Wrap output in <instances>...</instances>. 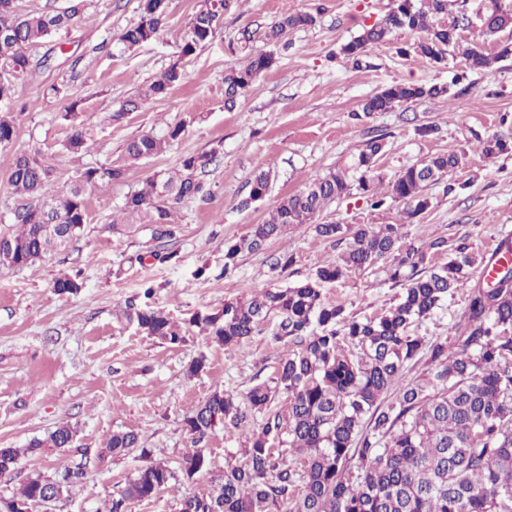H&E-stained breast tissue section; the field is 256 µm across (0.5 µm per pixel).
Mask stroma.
Here are the masks:
<instances>
[{
  "mask_svg": "<svg viewBox=\"0 0 512 512\" xmlns=\"http://www.w3.org/2000/svg\"><path fill=\"white\" fill-rule=\"evenodd\" d=\"M198 3L170 0L156 39L127 50L117 36L138 21L141 0H87L77 22L37 49L48 61L27 78L20 98L28 107L13 113L17 136L0 148V224L12 223L25 202L8 180L15 153L37 149L49 157L52 188L60 191L85 168L121 161L133 137L176 122L184 133L163 154L132 165L122 182L87 186L86 230L68 249L22 269L0 268V448L25 451L11 477L0 479V502L31 475L52 477L78 467L85 473L82 482L52 512H107L114 492L150 458L163 462L174 478L152 499L131 502L128 512H179L182 499L211 492L227 465L243 463L261 416L246 428L218 427L198 444L184 418L213 392L241 396L256 383L272 381L291 342L275 340L269 321L232 347L206 340L195 328L183 343L169 345L122 325L118 314L145 300L149 286L151 305L182 325L194 312L221 310L225 300L249 288L302 281L323 262L338 259L346 243L321 238L308 224L263 251L241 254L230 273L224 270V245L245 236L282 196L340 165L370 137L386 138L377 172L387 181L439 152L465 151L466 165L450 181L426 188L431 206L415 223H406L403 202L375 210L355 191L331 203L322 221L398 224L405 239L423 243L441 236L465 242L479 256L489 255L512 230V152L487 160L479 145L487 136L512 133V56L472 72L454 49L446 64L436 65L408 52L415 34L399 32L370 48L358 68L342 46L388 14L395 0H240L216 35L184 58L180 50ZM299 11L314 14L315 25L290 32L286 46L274 51L272 69L234 110H225L224 74L243 57L239 31ZM176 61L186 73L181 85L110 121L124 100ZM394 83L447 84L453 95L356 119L367 97ZM72 110L73 122L65 118ZM77 123L93 134L82 155L63 149ZM422 125L436 126L437 135L419 136ZM212 150L218 157L202 175L208 194L180 209L176 237L156 240L143 224L124 236L110 231L127 194L146 178L175 167L183 154ZM260 169L273 171L271 190L264 201L241 208ZM285 254L293 258L288 270L272 272L273 259ZM63 276L77 280V294L55 293L53 283ZM398 293L380 267L349 273L324 289L328 301L357 319L381 314ZM467 297V291L456 293L418 327V335L453 341ZM202 354L207 368L189 374ZM63 423L76 430L74 447H44ZM118 429L137 432L148 458L104 453ZM197 447L207 467L184 478L185 458Z\"/></svg>",
  "mask_w": 512,
  "mask_h": 512,
  "instance_id": "stroma-1",
  "label": "stroma"
}]
</instances>
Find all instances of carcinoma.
Wrapping results in <instances>:
<instances>
[{
  "label": "carcinoma",
  "instance_id": "1",
  "mask_svg": "<svg viewBox=\"0 0 512 512\" xmlns=\"http://www.w3.org/2000/svg\"><path fill=\"white\" fill-rule=\"evenodd\" d=\"M237 0H200L180 58L193 55L216 34L224 15ZM466 0H398L382 20L363 28L344 44L341 52L355 62L366 51L395 32L409 31L421 37L408 50L434 64L447 60L458 44L460 30L478 28L494 40L492 49L474 46L463 51L472 71L490 68L512 55V42L500 35L512 31V4L506 0H479L475 20L462 22ZM85 0H71L61 10L21 14L14 0H0V101L13 102L32 70L39 66L31 50L81 13ZM169 3L142 0L139 21L124 29L117 41L131 49L153 40L168 17ZM310 12L284 15L264 27L239 31L242 49L260 39L276 48L286 45L293 30L314 25ZM275 64L273 52L252 53L245 64L224 74V108L234 109L258 78ZM185 79L175 62L143 87L134 99L121 103L110 120L119 121L139 104L159 99ZM450 96L445 84H394L369 96L360 119L421 99ZM183 125L170 126L160 135L130 139L125 160L135 163L166 151L180 138ZM16 123L8 112L0 113V144H11ZM90 132L74 126L63 149L70 154L88 152ZM385 148L377 135L350 160L306 182L282 197L270 217L254 224L239 241L224 247V270L238 264L247 250L259 252L293 227L311 224L320 237L348 241L339 260L316 267L305 281L284 286L267 285L247 296L224 301L218 312L198 311L188 323L212 341L228 346L252 336L270 316L279 318L277 335L294 344L280 360L274 384L262 382L245 394L216 391L185 417V425L198 443L220 425L242 428L255 414L263 416L253 432L244 463L224 471L215 489L186 497L180 512H512V240L500 244L495 286L474 281L486 258L474 254L464 242L448 247L439 237L423 249L400 245L397 224H336L318 221L325 208L358 186L374 209L388 200L402 201L408 222L429 207L428 185L437 183L465 164V155L444 152L399 170L382 193L370 174ZM487 158L512 150V139L493 135L480 142ZM217 151L187 153L172 173L159 172L126 197L125 224H111L116 234L140 224L152 226L154 238L171 239L176 227L172 213L204 195L199 172L216 160ZM53 168L39 150L17 154L9 181L26 203L15 210L14 223L0 224V267L24 268L67 249L85 231L87 213L83 187L110 185L125 178L123 166L86 168L78 183L65 191L50 189ZM271 173H255L241 206L262 201L269 192ZM63 220L64 232L49 234L44 224ZM448 255L442 265L425 266L426 255ZM386 265L388 279L402 286L397 302L382 315L348 318L340 304L324 299L323 288L352 271ZM468 289V304L456 324L453 348L448 342H427L414 327L431 317L448 297ZM126 322L148 336L169 344L184 341L183 330L163 312L152 307H130ZM424 361L425 369L414 382L404 379L412 362ZM288 395V418L270 413L277 394ZM392 395L389 401L384 396ZM75 430L60 425L50 436L53 448H70ZM140 451L138 433L116 430L105 452L127 455ZM24 451L0 448V477L11 474ZM298 455L305 460L300 472L286 461ZM206 466L203 450L187 455L184 475L194 477ZM83 472L65 469L51 480L31 477L11 497V503L36 508L50 490L61 497ZM174 474L161 462L139 467L133 478L112 496L108 512H127L129 502L156 495L169 486Z\"/></svg>",
  "mask_w": 512,
  "mask_h": 512
}]
</instances>
